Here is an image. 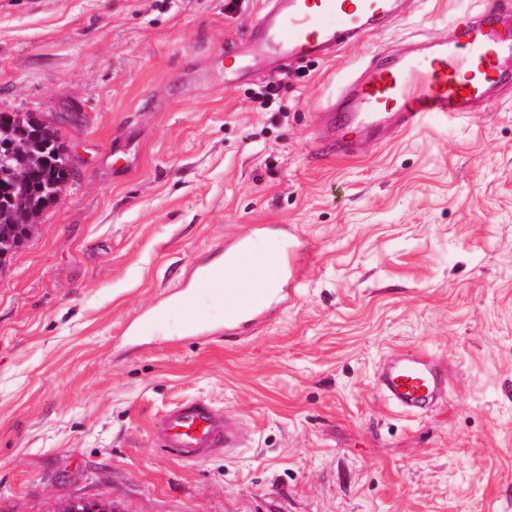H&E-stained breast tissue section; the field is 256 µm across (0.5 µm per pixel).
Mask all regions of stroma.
Masks as SVG:
<instances>
[{"label":"stroma","mask_w":512,"mask_h":512,"mask_svg":"<svg viewBox=\"0 0 512 512\" xmlns=\"http://www.w3.org/2000/svg\"><path fill=\"white\" fill-rule=\"evenodd\" d=\"M484 0H405L391 26L279 77L225 58L264 0H0V112L60 123L75 175L0 264V512H512V85L468 116L316 157L317 114L372 56L449 40ZM261 226L305 273L246 334L125 331ZM446 376L420 414L384 359ZM202 397L234 454L152 442ZM446 389L447 381L440 365L422 352L400 354L383 376L382 392L386 401L412 413L428 409Z\"/></svg>","instance_id":"1"}]
</instances>
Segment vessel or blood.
I'll return each instance as SVG.
<instances>
[{
  "mask_svg": "<svg viewBox=\"0 0 512 512\" xmlns=\"http://www.w3.org/2000/svg\"><path fill=\"white\" fill-rule=\"evenodd\" d=\"M400 12L401 0H266L224 72L232 81L247 78L255 57L278 73L291 61L325 59L387 27ZM366 72L340 105L323 112L320 152L351 154L344 137L350 129L360 138L378 139L390 125L469 111L489 89L512 82V0H486L482 11L458 22L453 39L426 38L420 49L370 62ZM294 252L288 245L263 252L253 238H239L225 246L223 267L197 269L194 287L147 313L127 333L159 330L173 314L184 331L202 333L208 326L198 304L202 288L223 300L225 329L246 331L278 306L282 283L300 276ZM446 389L440 365L420 352L400 354L383 376L386 401L412 413L428 409ZM153 442L178 460L195 462L228 454L241 447L243 437L239 425L208 401L188 399L167 411Z\"/></svg>",
  "mask_w": 512,
  "mask_h": 512,
  "instance_id": "vessel-or-blood-1",
  "label": "vessel or blood"
}]
</instances>
